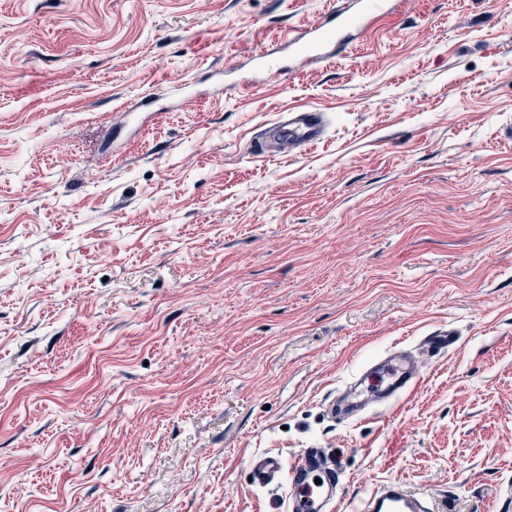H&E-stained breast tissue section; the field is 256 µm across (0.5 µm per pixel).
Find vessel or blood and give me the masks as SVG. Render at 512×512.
I'll list each match as a JSON object with an SVG mask.
<instances>
[{
  "label": "vessel or blood",
  "mask_w": 512,
  "mask_h": 512,
  "mask_svg": "<svg viewBox=\"0 0 512 512\" xmlns=\"http://www.w3.org/2000/svg\"><path fill=\"white\" fill-rule=\"evenodd\" d=\"M398 0H343L320 13L306 26L285 32L282 42L289 55L310 63L335 62L352 51L368 25L377 18L395 13ZM328 125L326 113L305 109L265 126L253 147L261 155L279 149L302 151L321 140ZM387 383L370 391L377 405H388L415 387L421 380V366L415 357L391 358L383 367ZM251 484L268 488L288 486L289 512H337L343 492L344 470L322 448H306L293 459L267 451L250 462ZM320 479V493H313L311 479ZM358 512H435L430 496L409 491L397 480L380 483L359 502Z\"/></svg>",
  "instance_id": "b4317fda"
}]
</instances>
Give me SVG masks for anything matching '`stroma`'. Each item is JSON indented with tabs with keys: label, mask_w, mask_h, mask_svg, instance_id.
Masks as SVG:
<instances>
[{
	"label": "stroma",
	"mask_w": 512,
	"mask_h": 512,
	"mask_svg": "<svg viewBox=\"0 0 512 512\" xmlns=\"http://www.w3.org/2000/svg\"><path fill=\"white\" fill-rule=\"evenodd\" d=\"M327 5L0 0V512H280L249 462L311 446L344 512L389 479L512 512V0L257 71ZM308 106L321 142L254 156ZM396 350L417 388L332 418Z\"/></svg>",
	"instance_id": "obj_1"
}]
</instances>
